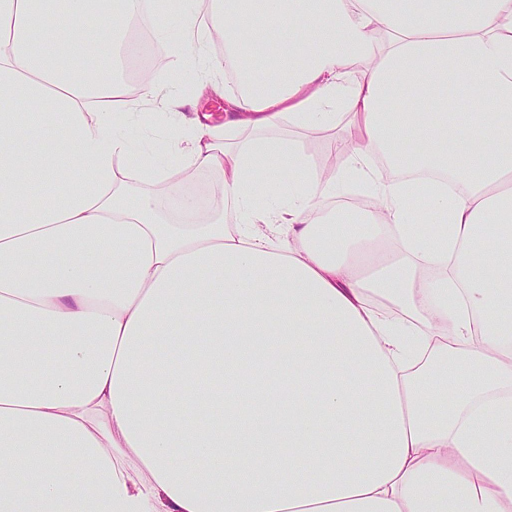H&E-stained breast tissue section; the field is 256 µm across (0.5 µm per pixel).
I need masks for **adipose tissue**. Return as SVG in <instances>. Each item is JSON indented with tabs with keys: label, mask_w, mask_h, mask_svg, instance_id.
I'll return each mask as SVG.
<instances>
[{
	"label": "adipose tissue",
	"mask_w": 512,
	"mask_h": 512,
	"mask_svg": "<svg viewBox=\"0 0 512 512\" xmlns=\"http://www.w3.org/2000/svg\"><path fill=\"white\" fill-rule=\"evenodd\" d=\"M139 29L223 122L113 81ZM0 512H512V0H0ZM341 124L335 130L327 131L320 130V132L308 131L306 133H299L294 128L288 125L281 126L276 134L283 137L298 138L301 142L304 152L316 163H321L329 153V145L333 144V134H347L348 130L345 127L344 120L339 121ZM197 188L209 195V206L224 209V195L220 191L221 176L215 171H200L194 177ZM186 189L179 177L171 175L166 181L155 184H136L132 192L136 195L147 196L156 208L164 210L170 199Z\"/></svg>",
	"instance_id": "ef3b65f1"
}]
</instances>
